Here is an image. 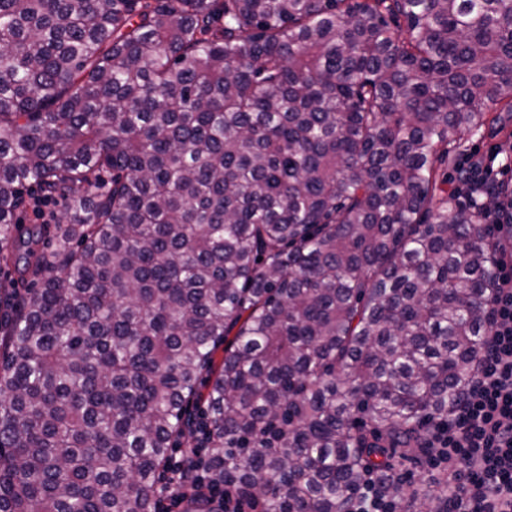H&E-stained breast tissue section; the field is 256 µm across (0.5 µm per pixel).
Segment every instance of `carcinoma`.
Instances as JSON below:
<instances>
[{"mask_svg": "<svg viewBox=\"0 0 512 512\" xmlns=\"http://www.w3.org/2000/svg\"><path fill=\"white\" fill-rule=\"evenodd\" d=\"M497 106L512 0H0V512H159L196 431L258 512L403 497L490 328L443 166ZM0 284L12 290V296L10 300L6 301L5 297L2 296L0 305V315L3 314L4 310L10 309L12 306L22 303L24 299L29 297V289L33 288L31 283V275L25 274L21 276L13 267H0ZM9 306H6V304Z\"/></svg>", "mask_w": 512, "mask_h": 512, "instance_id": "obj_1", "label": "carcinoma"}]
</instances>
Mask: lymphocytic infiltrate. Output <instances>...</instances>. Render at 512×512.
<instances>
[{"instance_id":"obj_1","label":"lymphocytic infiltrate","mask_w":512,"mask_h":512,"mask_svg":"<svg viewBox=\"0 0 512 512\" xmlns=\"http://www.w3.org/2000/svg\"><path fill=\"white\" fill-rule=\"evenodd\" d=\"M477 371L419 455L447 476L444 512H512V251L503 252Z\"/></svg>"}]
</instances>
